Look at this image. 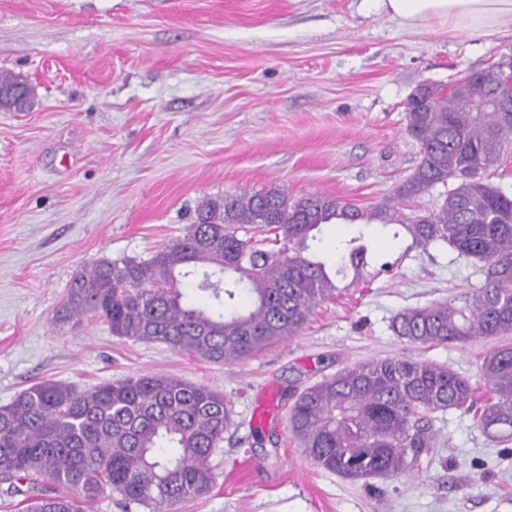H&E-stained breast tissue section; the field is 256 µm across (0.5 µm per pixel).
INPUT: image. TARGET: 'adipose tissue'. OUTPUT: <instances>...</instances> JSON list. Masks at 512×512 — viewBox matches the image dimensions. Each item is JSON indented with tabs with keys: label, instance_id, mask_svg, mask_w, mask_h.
Listing matches in <instances>:
<instances>
[{
	"label": "adipose tissue",
	"instance_id": "obj_1",
	"mask_svg": "<svg viewBox=\"0 0 512 512\" xmlns=\"http://www.w3.org/2000/svg\"><path fill=\"white\" fill-rule=\"evenodd\" d=\"M390 18L409 26L433 21L460 31H487L512 15V0H378Z\"/></svg>",
	"mask_w": 512,
	"mask_h": 512
}]
</instances>
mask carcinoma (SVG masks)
Masks as SVG:
<instances>
[{"label":"carcinoma","mask_w":512,"mask_h":512,"mask_svg":"<svg viewBox=\"0 0 512 512\" xmlns=\"http://www.w3.org/2000/svg\"><path fill=\"white\" fill-rule=\"evenodd\" d=\"M494 67L472 71L444 93L426 83L423 100L406 102L407 131L420 161L381 203L360 208L324 194L293 198L280 187L226 194L197 206L182 237L146 258H102L78 273L55 321L95 317L113 335L163 343L213 363H233L295 335L312 309L357 281L367 265L366 227L398 225L411 246L444 242L480 262L483 283L465 293L399 312L392 328L416 345L463 344L512 334V194L490 181V169L512 152V112H475L498 90ZM19 77L0 72V106ZM454 186L442 204L404 212L438 184ZM354 232L331 264L316 248L325 224ZM222 305H189L184 279ZM247 307L237 305L240 296ZM478 384L450 367L410 358L357 363L305 389L289 414L290 430L318 467L356 480L355 461L375 476L411 475L437 445L430 416L473 414L498 443H512V344L478 366ZM232 425L224 395L183 379L139 375L87 391L46 380L0 406V482L45 487L24 512H89L106 491L148 512H174L211 490L210 458ZM60 485L70 490L52 492Z\"/></svg>","instance_id":"cac0c4a2"}]
</instances>
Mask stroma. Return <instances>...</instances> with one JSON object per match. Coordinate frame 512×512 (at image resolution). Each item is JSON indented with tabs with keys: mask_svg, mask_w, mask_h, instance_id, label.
<instances>
[{
	"mask_svg": "<svg viewBox=\"0 0 512 512\" xmlns=\"http://www.w3.org/2000/svg\"><path fill=\"white\" fill-rule=\"evenodd\" d=\"M509 55L512 16L486 34L407 27L375 0H0V72L35 89L28 111H0V405L44 380L88 390L147 373L223 394L218 478L177 512H512V450L471 414H437L431 455L388 481L317 467L289 429L296 396L345 367L406 357L472 377L512 344L418 346L392 331L400 311L481 285L477 261L448 245L371 226L358 282L231 364L94 318L55 321L81 270L173 242L205 199L277 186L382 202L420 160L410 93Z\"/></svg>",
	"mask_w": 512,
	"mask_h": 512,
	"instance_id": "35a3bbf8",
	"label": "stroma"
}]
</instances>
